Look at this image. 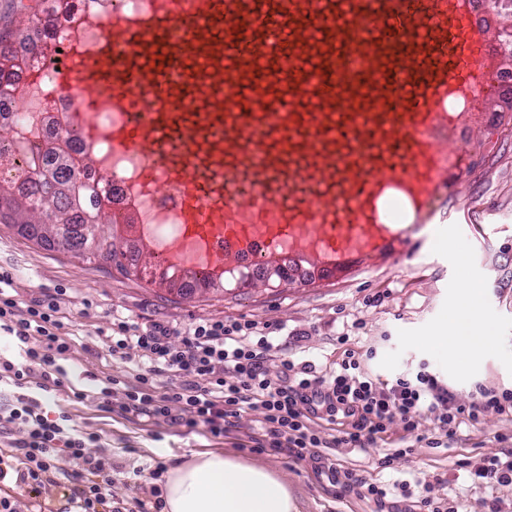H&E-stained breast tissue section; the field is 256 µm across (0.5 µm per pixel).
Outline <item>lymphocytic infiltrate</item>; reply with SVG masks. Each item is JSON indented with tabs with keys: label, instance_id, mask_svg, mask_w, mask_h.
<instances>
[{
	"label": "lymphocytic infiltrate",
	"instance_id": "lymphocytic-infiltrate-1",
	"mask_svg": "<svg viewBox=\"0 0 512 512\" xmlns=\"http://www.w3.org/2000/svg\"><path fill=\"white\" fill-rule=\"evenodd\" d=\"M13 289V273L0 268V332L13 337L18 351L17 360L0 358V382L16 390L13 400L0 402V437L10 436L16 424L26 427L18 454L0 457V484L40 485L73 462L82 466L86 482L74 491L69 512H98L112 484L111 459L88 456L86 436L68 426L66 416L45 418L34 395L35 390H47L48 367L71 347L70 338L59 334L60 299L45 291L23 307ZM20 309L25 312L21 319L16 316ZM174 333L170 326L144 327L114 317L112 354L124 357L134 350L140 358L136 384L127 389L120 412L164 417L188 428L202 425L221 436L242 412L258 410L263 414V441L286 449L297 460H326L330 449L365 447L397 417L411 433L418 431L421 418H429L434 436L448 438L462 424L477 422L485 411L512 414V390H480L478 401L463 407L447 385L426 370L377 381L351 356L321 375L311 362L286 358L280 376L270 378L264 363L275 348L274 338L250 322L201 319L189 324L177 346L171 342ZM168 374L179 377L180 384L176 390L159 392L156 379ZM341 417L347 424L330 441L311 426L315 418L333 424Z\"/></svg>",
	"mask_w": 512,
	"mask_h": 512
}]
</instances>
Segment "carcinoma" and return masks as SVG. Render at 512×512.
<instances>
[{
  "instance_id": "carcinoma-1",
  "label": "carcinoma",
  "mask_w": 512,
  "mask_h": 512,
  "mask_svg": "<svg viewBox=\"0 0 512 512\" xmlns=\"http://www.w3.org/2000/svg\"><path fill=\"white\" fill-rule=\"evenodd\" d=\"M486 6L508 18L494 48L503 70L512 73V0H484ZM53 21L48 13L34 14L26 31L7 29L0 32V82L10 80L16 67L12 46L30 39L33 30L48 38ZM25 154L17 174L0 180V221L6 224H28L30 218L46 219L48 224H64L60 239L46 245H57L87 261L95 257L96 237L102 214L99 188L88 182L83 169L69 160L67 146L46 149L30 139L15 137L0 141V162L13 155L12 145Z\"/></svg>"
}]
</instances>
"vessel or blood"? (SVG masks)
Segmentation results:
<instances>
[{
	"label": "vessel or blood",
	"mask_w": 512,
	"mask_h": 512,
	"mask_svg": "<svg viewBox=\"0 0 512 512\" xmlns=\"http://www.w3.org/2000/svg\"><path fill=\"white\" fill-rule=\"evenodd\" d=\"M471 0H152L68 37L53 73L89 142L138 152L132 197L172 191L178 234L159 249L199 273L286 251L332 266L399 237L390 188L431 212L451 119L492 50ZM122 112L99 127L100 107Z\"/></svg>",
	"instance_id": "b4317fda"
}]
</instances>
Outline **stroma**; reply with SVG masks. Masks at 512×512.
<instances>
[{
	"instance_id": "35a3bbf8",
	"label": "stroma",
	"mask_w": 512,
	"mask_h": 512,
	"mask_svg": "<svg viewBox=\"0 0 512 512\" xmlns=\"http://www.w3.org/2000/svg\"><path fill=\"white\" fill-rule=\"evenodd\" d=\"M498 71V64H491L487 95L465 109L466 138L448 142L460 171L435 203L429 224L419 225L412 213L394 215L404 229L401 240L332 269L272 256V264L293 271L291 285L271 287L258 280L249 288L230 285L179 297L116 267L38 245L16 225L0 223V267L14 273L18 301L29 302L43 288L65 292L62 330H77L80 340L61 362L62 387L40 399L49 418L67 415L71 426L91 435L88 455L111 457L116 512H135L150 486L164 485L157 466L167 470L209 452H230L283 473L300 512H376L371 499L320 473L319 460H295L279 448L255 447L251 438L260 431L261 411L242 413L220 438L202 426L189 429L116 412L138 357L134 351L125 359L110 354L107 334L116 314L142 325L184 328L199 319H237L270 327L279 344L265 363L272 378L280 373L282 357L310 360L322 370L351 350L365 372L384 380L427 368L462 406L475 401L479 388L512 389V112L493 110ZM468 286L480 290L482 321L495 337L476 360L449 357L425 341L448 323ZM105 387L111 394L104 400ZM76 388L83 398L73 396ZM430 428V421H422L413 436L396 419L375 443L336 457L367 482L407 483L409 497L392 490L387 512H411L426 481L433 482L432 496L448 512H512V484L484 492L472 487L469 475L484 459L512 448V415L485 411L441 448L419 442ZM404 446L409 454L392 456V449ZM82 484L81 469L71 465L54 482L14 487L10 493L19 512H37L42 505L61 512Z\"/></svg>"
}]
</instances>
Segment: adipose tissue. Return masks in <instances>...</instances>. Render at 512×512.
<instances>
[{
	"instance_id": "adipose-tissue-1",
	"label": "adipose tissue",
	"mask_w": 512,
	"mask_h": 512,
	"mask_svg": "<svg viewBox=\"0 0 512 512\" xmlns=\"http://www.w3.org/2000/svg\"><path fill=\"white\" fill-rule=\"evenodd\" d=\"M480 308L479 291L467 290L451 328L436 343L451 355L463 341L487 349L491 336L480 327ZM165 512H298V504L281 473L230 454L206 453L169 471Z\"/></svg>"
}]
</instances>
